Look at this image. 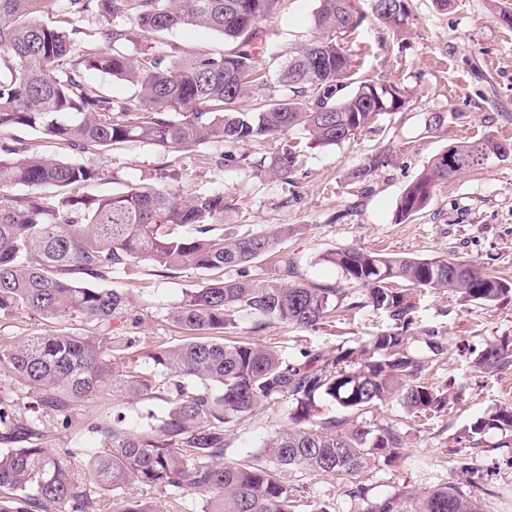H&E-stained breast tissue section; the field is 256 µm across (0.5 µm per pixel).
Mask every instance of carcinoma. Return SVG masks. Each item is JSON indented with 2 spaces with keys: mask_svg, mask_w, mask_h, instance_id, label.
I'll use <instances>...</instances> for the list:
<instances>
[{
  "mask_svg": "<svg viewBox=\"0 0 512 512\" xmlns=\"http://www.w3.org/2000/svg\"><path fill=\"white\" fill-rule=\"evenodd\" d=\"M279 0H66L61 25L43 20L45 0H0V131L26 127L78 149L140 141L170 149L226 147L283 139L301 128L309 148L338 145L384 112L409 103L396 85L365 80L344 92L352 58L339 38L359 27L355 0H318L321 36L280 64L276 93L254 112L232 105L268 78L258 65L262 23ZM103 19L95 42L78 38L88 13ZM377 19L397 31L407 0H384ZM182 26L224 38V52L182 59L164 36ZM89 72L131 86L112 93L86 80ZM300 150L286 141L259 170L288 180ZM512 157V144L484 136L436 154L407 185L397 211L406 220L423 210L436 186L491 160ZM392 154L380 150L353 169L351 183L367 191ZM94 169L28 146L0 147V314L90 318L100 332H32L0 346V512H97L93 489L112 493L116 512H163L123 497L139 484L173 501L196 495L201 512H305L304 484L336 477L363 502L359 478L375 463L399 458L404 437L394 425L372 432L321 416L328 399L350 411L388 401L408 413L435 416L448 406V387L431 383L426 366L446 351L433 331L420 337L427 356L409 353L415 339L409 315L416 292L451 291L464 302L490 305L512 296V281L452 258L383 255L362 248L324 256L344 280L366 291V303L394 327L365 341L360 366L345 368L348 349L333 359L318 350L290 361L273 346L232 336L239 319L252 328L282 324L314 330L334 318L345 290L304 279L283 259L277 275L253 278L247 267L279 252L288 225L243 236L215 233L229 208L221 190L183 196L156 184H131L107 195L84 189ZM20 186L21 193H4ZM57 197L49 202L47 192ZM192 225L194 232L183 228ZM147 262L165 273L190 267L210 274L186 292L170 319L184 333L174 347L140 348V337L112 336L106 325L129 314L127 288H103L112 275ZM233 271L234 277L225 273ZM480 371L512 365V342L490 343L474 356ZM35 395L32 408L11 399L5 382ZM102 392L128 400H160L166 411L122 415L90 424L100 446L85 448L88 479L43 446L44 421L66 417L69 406ZM288 400V425L263 447L224 461L228 425L261 405ZM490 429L512 433V408L478 418L467 429L480 440ZM399 498L366 512H402ZM408 512H478L477 494L454 484L430 491Z\"/></svg>",
  "mask_w": 512,
  "mask_h": 512,
  "instance_id": "1",
  "label": "carcinoma"
}]
</instances>
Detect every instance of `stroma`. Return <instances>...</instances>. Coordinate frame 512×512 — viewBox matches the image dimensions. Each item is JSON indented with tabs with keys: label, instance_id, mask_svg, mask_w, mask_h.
Masks as SVG:
<instances>
[{
	"label": "stroma",
	"instance_id": "obj_1",
	"mask_svg": "<svg viewBox=\"0 0 512 512\" xmlns=\"http://www.w3.org/2000/svg\"><path fill=\"white\" fill-rule=\"evenodd\" d=\"M317 0H280L264 22L260 65L275 70L278 58L288 57L317 35L313 14ZM364 16L361 27L345 38L354 67L352 82L388 81L404 88L406 108L381 114L355 137L336 146L307 148L306 137L292 130L288 138L303 143L298 172L292 181L257 174L253 164L275 153L280 143L258 140L238 146L227 161L210 146L174 151L145 142H128L93 152L57 148L40 134L15 128L0 133V145L19 142L92 168L99 180L95 195L121 191L134 183H153L164 173L180 194L221 190L234 200L224 213V231L250 234L280 224L292 233L281 255L296 263L300 274L315 282L344 286L355 308L317 329L302 331L271 325L252 329L243 320L237 333L262 345H277L291 360L309 349L333 356L359 348L370 336L391 327V320L362 305L361 288L345 285L339 271L324 255L346 247L425 258H453L487 267L512 279V159L494 160L483 169L464 172L441 183L429 205L413 218L399 221L396 208L406 186L448 146L491 135L512 141V26L501 21V9L512 10V0H452L439 10L434 0H410L404 27L390 32L372 12L371 0H356ZM445 113V123L429 129L427 115ZM391 149V165L378 173V188L366 195L349 185L347 175L365 157ZM201 272L181 269L155 275L141 263L112 278L116 288L132 289L134 309L142 318L137 330L144 346H174L182 332L169 318L186 290L198 287ZM415 331L432 329L444 338L448 353L431 364L428 375L436 382H452L447 409L433 422L414 421L396 402L367 412L344 413L336 403H321L323 416H348L351 424L376 430L397 421L405 437L406 461L385 462L363 476L373 499L401 494L404 504L416 502L434 487L478 483L487 489L483 512H512V447H499V431H487L477 448L459 442L465 428L512 407V366L479 375L472 372V350L512 338V297L484 306L461 302L458 295L424 290L416 296L412 313ZM91 321L65 319L46 322L26 313L0 316V343H13L32 331H82ZM163 413L164 402L128 403L103 394L78 403L68 412L67 429L48 424L46 447L56 452L72 449L69 465L77 475L87 472L86 449L97 447L89 433L91 422L111 419L114 412L132 417L144 409ZM288 404L263 406L236 420L228 458L259 448L288 423ZM473 458L472 470L458 466ZM308 501L329 504L335 512H364V502L351 499L342 480L321 477L306 486Z\"/></svg>",
	"mask_w": 512,
	"mask_h": 512
}]
</instances>
